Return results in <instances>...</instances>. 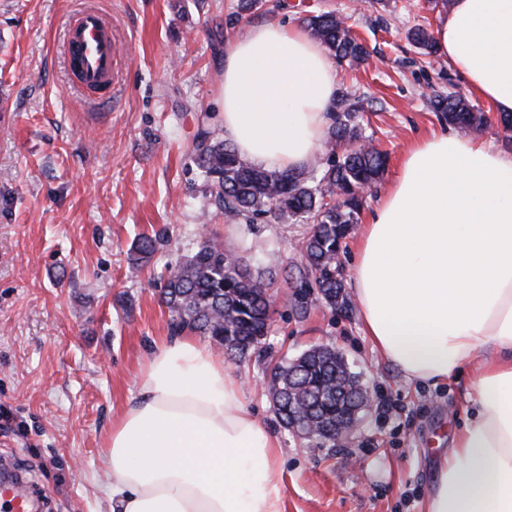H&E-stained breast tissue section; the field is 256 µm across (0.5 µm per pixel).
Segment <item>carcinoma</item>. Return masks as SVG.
<instances>
[{
	"instance_id": "1",
	"label": "carcinoma",
	"mask_w": 512,
	"mask_h": 512,
	"mask_svg": "<svg viewBox=\"0 0 512 512\" xmlns=\"http://www.w3.org/2000/svg\"><path fill=\"white\" fill-rule=\"evenodd\" d=\"M304 23L336 59L367 61L364 44L335 14L309 15ZM409 39L425 54H433V37L426 29H413ZM429 105L450 125L479 130L486 122L483 112L461 96L436 92ZM332 112L325 142L329 156L320 167L295 172L255 168L224 141L221 130L209 127L200 131L194 146V162L224 215L287 216L309 225L302 244L304 263L291 274L296 288L292 299L301 313L313 294L332 310L349 309L337 257L362 206L363 190L380 178L387 164V155L362 135L361 99L343 93L336 97ZM159 238L145 234L137 239L131 268L149 261ZM161 297L172 316L173 334L206 336L240 359L256 349L269 329L272 300L262 278L248 270L243 255L214 234L204 236L197 251L170 270ZM357 384V375L342 355L316 347L292 362L274 363L268 395L285 428L333 448L335 441L311 429L335 423L343 415L336 394L343 385Z\"/></svg>"
}]
</instances>
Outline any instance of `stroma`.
I'll return each instance as SVG.
<instances>
[{
    "label": "stroma",
    "instance_id": "35a3bbf8",
    "mask_svg": "<svg viewBox=\"0 0 512 512\" xmlns=\"http://www.w3.org/2000/svg\"><path fill=\"white\" fill-rule=\"evenodd\" d=\"M238 0H0V460L25 474L43 512H110L103 442L135 396L155 340L170 336L161 277L193 253L223 213L194 160L198 131L222 111L224 47L250 26L302 25L330 11L365 41L363 65L335 66L338 90L370 102L363 133L388 156L371 210L411 143L440 128L437 92L464 80L407 38L434 30V0H263L230 24ZM94 6L115 23L122 67L113 99L85 108L59 58L67 16ZM234 247L271 280L272 328L262 355L226 367L248 410L278 435L285 512H422L471 404L465 381L410 383L363 332L358 307L292 311L291 272L308 227L264 217L235 222ZM164 231L131 273L141 234ZM336 347L373 398L352 438L333 448L286 430L265 392V357Z\"/></svg>",
    "mask_w": 512,
    "mask_h": 512
}]
</instances>
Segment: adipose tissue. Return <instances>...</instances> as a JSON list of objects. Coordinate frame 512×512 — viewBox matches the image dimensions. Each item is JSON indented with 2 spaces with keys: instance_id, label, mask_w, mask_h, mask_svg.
<instances>
[{
  "instance_id": "1",
  "label": "adipose tissue",
  "mask_w": 512,
  "mask_h": 512,
  "mask_svg": "<svg viewBox=\"0 0 512 512\" xmlns=\"http://www.w3.org/2000/svg\"><path fill=\"white\" fill-rule=\"evenodd\" d=\"M439 13L437 55L512 113V0ZM335 98L333 64L301 28L259 23L224 48L222 135L254 167L307 165ZM351 279L367 336L407 381L477 367L424 512H512V152L445 128L418 138L360 229ZM103 446L111 512H284L276 433L193 336L155 344Z\"/></svg>"
}]
</instances>
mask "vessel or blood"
Here are the masks:
<instances>
[{"label":"vessel or blood","instance_id":"b4317fda","mask_svg":"<svg viewBox=\"0 0 512 512\" xmlns=\"http://www.w3.org/2000/svg\"><path fill=\"white\" fill-rule=\"evenodd\" d=\"M118 33L96 8L86 6L70 15L59 51L76 91L94 104L110 100L119 64ZM33 502L13 485L0 483V512H34Z\"/></svg>","mask_w":512,"mask_h":512}]
</instances>
